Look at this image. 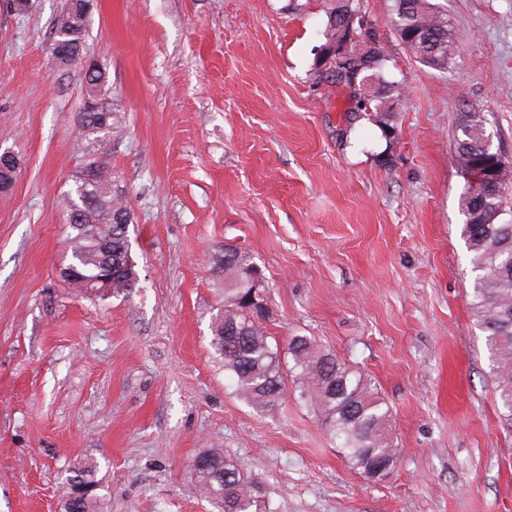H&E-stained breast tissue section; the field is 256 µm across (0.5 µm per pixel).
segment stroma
I'll list each match as a JSON object with an SVG mask.
<instances>
[{"label": "stroma", "mask_w": 512, "mask_h": 512, "mask_svg": "<svg viewBox=\"0 0 512 512\" xmlns=\"http://www.w3.org/2000/svg\"><path fill=\"white\" fill-rule=\"evenodd\" d=\"M432 2L461 39L443 72L402 45L390 0H360L406 86L386 140L316 71L324 0H96L105 135L81 125L82 67L50 54L65 0H0V147L21 160L0 194V512H60L88 461L100 512H217L191 472L209 450L276 512H512L451 160L472 108L512 159V0ZM93 158L131 211L126 294L61 277V200ZM227 244L264 276L271 341L315 337L373 379L399 450L386 478L352 467L295 386L264 412L234 395L210 331Z\"/></svg>", "instance_id": "stroma-1"}]
</instances>
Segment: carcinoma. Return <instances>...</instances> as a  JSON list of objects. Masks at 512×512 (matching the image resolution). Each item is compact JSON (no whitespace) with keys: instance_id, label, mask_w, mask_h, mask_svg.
I'll return each instance as SVG.
<instances>
[{"instance_id":"cac0c4a2","label":"carcinoma","mask_w":512,"mask_h":512,"mask_svg":"<svg viewBox=\"0 0 512 512\" xmlns=\"http://www.w3.org/2000/svg\"><path fill=\"white\" fill-rule=\"evenodd\" d=\"M358 0H326L325 40L336 31ZM389 20L407 51L429 67L448 69L458 55L459 46L448 20L430 0H391ZM388 55L381 45L369 56H360V81L376 86L366 93L363 111L375 117L381 136L389 137L392 105L405 95V86L388 83L382 72ZM108 84L106 69L99 68L86 78L85 95H100ZM488 114L477 109L465 112L457 126L452 160L463 174L473 166L493 170V175L476 196L463 188L460 196L464 222L461 235L470 253L475 273L470 309L484 333L494 395L502 420L512 426V223L501 222L512 200V161L489 144ZM100 171L98 185H85L83 171L74 176V190L65 199L72 237L71 258L65 268L75 272L65 279L71 288L85 290V280L107 267L122 271L121 282L112 293L121 294L135 287L137 263L129 260L132 251L128 234L130 211L122 197L112 193V172L108 163L91 160L85 167ZM224 269V309L211 323L212 345L224 360V373L233 383L234 393L256 410L274 405L286 391L287 378H293L299 398L324 418L330 437L341 454L363 476L379 479L397 463L391 439L392 412L378 395L371 379L348 366L322 348L309 336L289 338L287 354L291 361L283 369L278 348L257 321L264 311L261 297L252 308L242 300L253 286L246 279L253 268L250 257L231 248V257L221 256ZM207 465L191 467L203 496L220 512H253L257 502V482L247 474L243 462L218 451L206 453ZM96 466L84 463L75 468L66 484H95Z\"/></svg>"}]
</instances>
